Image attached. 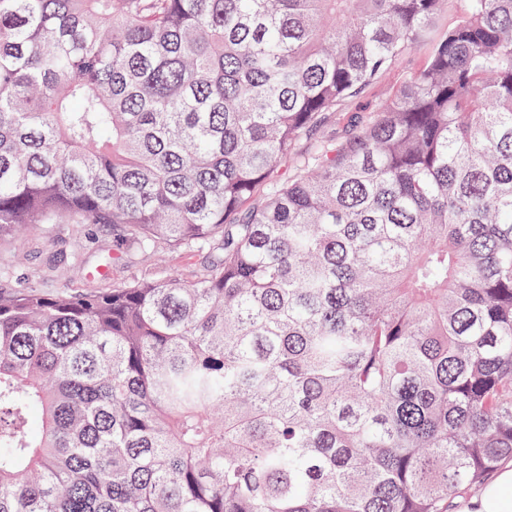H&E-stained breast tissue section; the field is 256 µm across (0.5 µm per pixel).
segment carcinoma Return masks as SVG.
I'll list each match as a JSON object with an SVG mask.
<instances>
[{"instance_id": "obj_1", "label": "carcinoma", "mask_w": 512, "mask_h": 512, "mask_svg": "<svg viewBox=\"0 0 512 512\" xmlns=\"http://www.w3.org/2000/svg\"><path fill=\"white\" fill-rule=\"evenodd\" d=\"M0 0V512H450L512 460V0ZM426 47L343 133L336 112ZM76 240L81 247L76 248ZM124 244L120 232L105 224H53L25 235L5 239L0 246L2 263L15 265L16 270L29 275L32 289L41 292L59 290L98 291L112 288L143 274L152 262L115 265L106 279H85L79 269L92 268L97 264L101 249L116 250ZM80 254V264L75 265V255ZM57 262L48 271L49 261ZM158 259L159 262L161 261L162 265L166 266L172 271L182 274L183 277H190L202 262L201 256L188 255L176 250H167L161 253Z\"/></svg>"}]
</instances>
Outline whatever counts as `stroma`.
<instances>
[{"mask_svg": "<svg viewBox=\"0 0 512 512\" xmlns=\"http://www.w3.org/2000/svg\"><path fill=\"white\" fill-rule=\"evenodd\" d=\"M423 60L420 51L402 59L383 85L369 89L357 103L338 112L332 127L345 129L355 114L372 111L399 85L405 73L419 68ZM122 245L119 231L105 224H53L1 241L0 262L27 273L30 285L37 291H98L145 272V263L137 259L127 265L113 266L104 279H87L81 275V268L96 265L101 250H115Z\"/></svg>", "mask_w": 512, "mask_h": 512, "instance_id": "obj_1", "label": "stroma"}]
</instances>
